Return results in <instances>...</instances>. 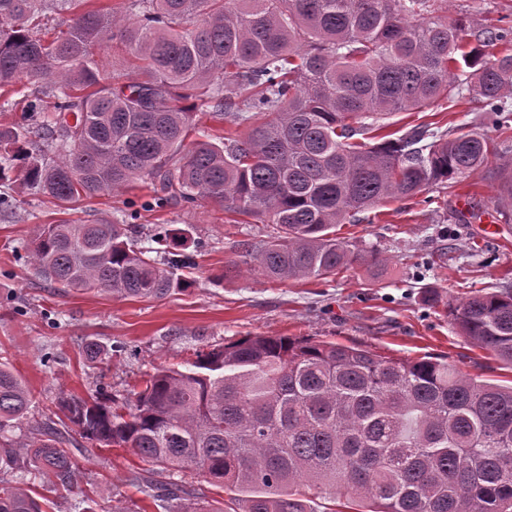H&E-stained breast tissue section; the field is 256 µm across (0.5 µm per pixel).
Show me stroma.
I'll list each match as a JSON object with an SVG mask.
<instances>
[{
	"instance_id": "obj_1",
	"label": "stroma",
	"mask_w": 512,
	"mask_h": 512,
	"mask_svg": "<svg viewBox=\"0 0 512 512\" xmlns=\"http://www.w3.org/2000/svg\"><path fill=\"white\" fill-rule=\"evenodd\" d=\"M469 14L474 27L497 24L512 13V0H448V19ZM442 131L466 125L492 143L504 135L477 119L467 103L400 112L386 119L377 137H398L413 126ZM512 178L503 160L461 179L447 194L432 190L397 199L363 213L357 224H340L336 234L381 252L382 266H353L323 280L276 282L251 271L240 256L243 240L264 238L263 224H239L218 205H171L147 209V184L104 194L62 210L51 199L0 181V358L8 360L35 397L14 437L32 433L55 403L86 397L104 387L116 398L140 390L160 366L193 360L197 351L247 336H289L366 346L377 354L416 359L447 357L461 371L501 385L512 383V367L460 336L449 306L476 290L512 289V221L498 215L495 200ZM134 205L143 230L165 224L190 226L185 248L195 263L191 284L160 299L116 298L97 291H65L34 274L27 244L37 226L66 219L93 221ZM471 215L468 224L455 221ZM496 234H489L488 225ZM233 274H225L227 265ZM96 342L112 358L89 363L82 348ZM79 471L72 488L57 497L53 512H71L84 492L95 491L101 512L123 499L132 512H157L128 483L145 469L131 451L115 448L85 457L74 426Z\"/></svg>"
}]
</instances>
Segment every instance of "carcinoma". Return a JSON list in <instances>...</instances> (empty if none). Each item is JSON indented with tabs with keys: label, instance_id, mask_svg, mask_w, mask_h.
Instances as JSON below:
<instances>
[{
	"label": "carcinoma",
	"instance_id": "carcinoma-1",
	"mask_svg": "<svg viewBox=\"0 0 512 512\" xmlns=\"http://www.w3.org/2000/svg\"><path fill=\"white\" fill-rule=\"evenodd\" d=\"M75 0H0V89L39 82L29 120L0 125V181L63 204L148 181L153 201L201 200L270 225L241 243L260 275L325 278L382 258L336 226L387 199L442 193L512 142L418 125L369 144L398 112L468 101L512 129L509 28L439 15L447 0H122L73 15L50 40L44 12ZM472 37L477 46L463 50ZM134 59L106 74L114 39ZM232 117L243 136L187 142L198 113ZM151 245L144 246V240ZM189 230L143 234L128 214L44 224L28 254L62 288L162 298L187 285ZM471 344L512 366V289L448 307ZM32 394L0 361V512H46L29 484L67 490L77 464L47 417L36 436L6 433ZM58 410L90 449L128 448L154 471L129 482L164 512H215L198 475L234 493L235 512H316L303 487L357 512H512V386L447 359H390L356 345L250 336L148 375L117 400L102 388Z\"/></svg>",
	"mask_w": 512,
	"mask_h": 512
}]
</instances>
